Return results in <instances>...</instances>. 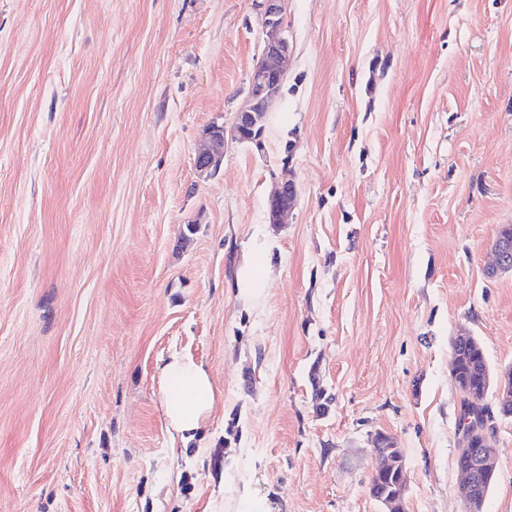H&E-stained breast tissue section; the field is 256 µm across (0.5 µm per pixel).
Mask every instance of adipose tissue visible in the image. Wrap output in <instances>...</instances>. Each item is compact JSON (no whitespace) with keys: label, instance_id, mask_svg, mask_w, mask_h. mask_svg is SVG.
<instances>
[{"label":"adipose tissue","instance_id":"obj_1","mask_svg":"<svg viewBox=\"0 0 512 512\" xmlns=\"http://www.w3.org/2000/svg\"><path fill=\"white\" fill-rule=\"evenodd\" d=\"M159 379L171 432L181 440L192 439L210 418L217 402L218 393L210 373L202 364L175 353L161 365Z\"/></svg>","mask_w":512,"mask_h":512}]
</instances>
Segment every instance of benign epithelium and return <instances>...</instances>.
Returning <instances> with one entry per match:
<instances>
[{
  "instance_id": "7a95c632",
  "label": "benign epithelium",
  "mask_w": 512,
  "mask_h": 512,
  "mask_svg": "<svg viewBox=\"0 0 512 512\" xmlns=\"http://www.w3.org/2000/svg\"><path fill=\"white\" fill-rule=\"evenodd\" d=\"M262 9L264 43L260 63L249 76V91L245 105L235 113L231 126L212 123L203 132V147L195 158L198 175L211 177L220 170L224 161V147L232 139L241 144L259 143L272 105L280 94L284 80L283 64L291 52L284 28L285 0H260ZM298 186L288 177L280 180L269 196L268 219L280 224L284 216L296 205ZM512 273V241L502 239L494 245L491 274ZM493 400L512 402V369L502 372L492 388ZM483 403L475 397L467 398V405L460 410L464 421L460 431L459 453L466 456V463L457 466L460 491L468 512H481L484 502V483L487 475L494 473L496 449L488 445L491 428L472 423V412L479 411ZM478 433L484 447L470 448L471 435ZM406 479L397 482L392 493L379 498L381 512H405L404 491Z\"/></svg>"
}]
</instances>
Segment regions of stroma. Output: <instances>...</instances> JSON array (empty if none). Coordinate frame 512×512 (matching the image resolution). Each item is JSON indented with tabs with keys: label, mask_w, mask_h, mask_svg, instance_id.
<instances>
[{
	"label": "stroma",
	"mask_w": 512,
	"mask_h": 512,
	"mask_svg": "<svg viewBox=\"0 0 512 512\" xmlns=\"http://www.w3.org/2000/svg\"><path fill=\"white\" fill-rule=\"evenodd\" d=\"M259 0H0V512H467L452 340L512 368V0H287L260 145L231 125ZM284 223L267 200L284 171ZM219 397L182 444L159 368ZM482 512H512V417ZM297 199L296 182L292 178L284 177L275 185L269 196V223L281 224L284 216L296 205ZM490 269L492 275L512 273V242L510 240L501 239L496 242V245H494V260ZM398 465L395 470H388L385 468L379 469L375 468L374 474L372 475L371 481H370V487L373 488V490L384 491L387 489L392 482L399 479L402 473V466H405V458L403 455V452L401 450L400 454L397 456Z\"/></svg>",
	"instance_id": "1"
}]
</instances>
